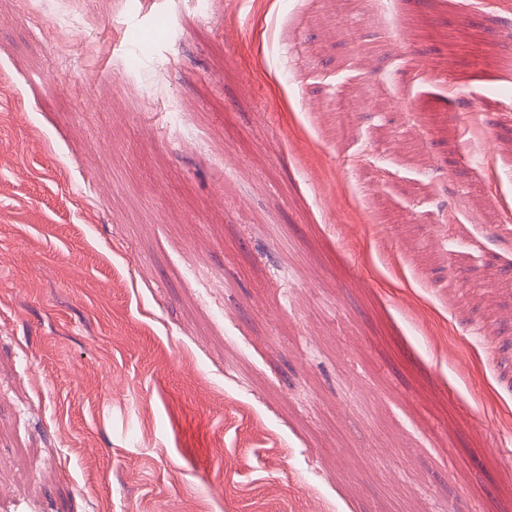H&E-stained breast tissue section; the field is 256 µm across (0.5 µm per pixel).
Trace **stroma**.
Instances as JSON below:
<instances>
[{
	"label": "stroma",
	"mask_w": 512,
	"mask_h": 512,
	"mask_svg": "<svg viewBox=\"0 0 512 512\" xmlns=\"http://www.w3.org/2000/svg\"><path fill=\"white\" fill-rule=\"evenodd\" d=\"M379 3L0 0V512H512V0Z\"/></svg>",
	"instance_id": "obj_1"
}]
</instances>
